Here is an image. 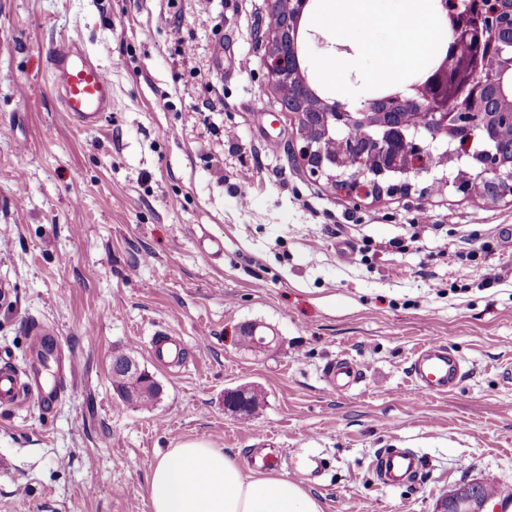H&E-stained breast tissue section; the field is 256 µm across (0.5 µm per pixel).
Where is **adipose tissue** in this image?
Returning a JSON list of instances; mask_svg holds the SVG:
<instances>
[{"mask_svg":"<svg viewBox=\"0 0 512 512\" xmlns=\"http://www.w3.org/2000/svg\"><path fill=\"white\" fill-rule=\"evenodd\" d=\"M326 0L322 20L346 30L362 17L386 22L382 0ZM405 18L395 24L379 75L394 79L405 69L422 68L431 37L426 34L424 0H406ZM151 512H323L318 497L272 472L244 473L234 457L203 440L171 449L149 476Z\"/></svg>","mask_w":512,"mask_h":512,"instance_id":"ef3b65f1","label":"adipose tissue"}]
</instances>
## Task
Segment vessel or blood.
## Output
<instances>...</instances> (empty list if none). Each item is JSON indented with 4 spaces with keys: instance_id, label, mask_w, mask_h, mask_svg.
Instances as JSON below:
<instances>
[{
    "instance_id": "1",
    "label": "vessel or blood",
    "mask_w": 512,
    "mask_h": 512,
    "mask_svg": "<svg viewBox=\"0 0 512 512\" xmlns=\"http://www.w3.org/2000/svg\"><path fill=\"white\" fill-rule=\"evenodd\" d=\"M47 62L61 87L65 112L78 120L103 118L112 103V83L106 71L89 59L83 58L70 41L53 43L47 52ZM55 338L48 327L35 324L31 331V345L35 353L52 355ZM182 344L172 336L155 337L151 354L162 364L178 361ZM411 374L421 394L448 393L459 388L466 371L459 357L446 345L430 343L420 347L411 362ZM323 377L328 387L342 391L357 385L362 373L357 364L339 359L325 366ZM70 377L49 382L35 392L39 404L57 402L70 386ZM20 394L17 374L8 367L0 368V404H9ZM371 470L378 484L399 488L419 482L422 460L408 448H382L373 458Z\"/></svg>"
}]
</instances>
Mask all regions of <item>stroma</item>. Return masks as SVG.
I'll use <instances>...</instances> for the list:
<instances>
[{
  "label": "stroma",
  "mask_w": 512,
  "mask_h": 512,
  "mask_svg": "<svg viewBox=\"0 0 512 512\" xmlns=\"http://www.w3.org/2000/svg\"><path fill=\"white\" fill-rule=\"evenodd\" d=\"M323 4L302 29L350 50L329 74L305 40L311 87L349 104L385 89L390 29L362 18L339 35ZM270 22V0H0V357L26 379L40 322L78 374L51 408L0 406V512H150L152 467L189 440L242 464L257 448L321 455L320 476L281 474L323 512H434L461 483L512 486V203L425 179L378 199L314 182L262 64ZM60 40L112 82L98 125L62 108L44 55ZM415 224L441 225L448 255L430 232L397 249ZM485 242L491 287L457 257ZM249 323L268 351L242 346ZM160 332L182 337V361L156 363ZM429 342L462 359L459 390L417 392ZM119 353L158 383L152 408L113 386ZM338 358L363 378L333 392L322 370ZM243 386L263 396L247 424L224 406ZM389 444L424 458L417 487L375 483Z\"/></svg>",
  "instance_id": "obj_1"
}]
</instances>
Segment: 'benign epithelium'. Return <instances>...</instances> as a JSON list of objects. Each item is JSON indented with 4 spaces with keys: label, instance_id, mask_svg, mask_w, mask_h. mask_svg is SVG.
Here are the masks:
<instances>
[{
    "label": "benign epithelium",
    "instance_id": "benign-epithelium-1",
    "mask_svg": "<svg viewBox=\"0 0 512 512\" xmlns=\"http://www.w3.org/2000/svg\"><path fill=\"white\" fill-rule=\"evenodd\" d=\"M449 40L429 67L405 88L362 97L351 106L321 98L313 111L306 98L313 94L298 51L299 25L311 0H271L272 23L266 36L264 67L288 109L298 116L301 145L297 157L316 181L326 180L350 196L406 191L411 181L433 176L435 185L469 191L460 176L433 175L435 163L490 157L479 179L489 187L488 198H512V142L504 147L478 139L471 118L512 115V6L505 0H435ZM424 117L413 124L408 107ZM387 122H373L379 109ZM464 138L453 147L448 130ZM113 366L125 373L131 396L148 383V373L133 362ZM478 484L458 488L444 497L454 512H482Z\"/></svg>",
    "mask_w": 512,
    "mask_h": 512
}]
</instances>
